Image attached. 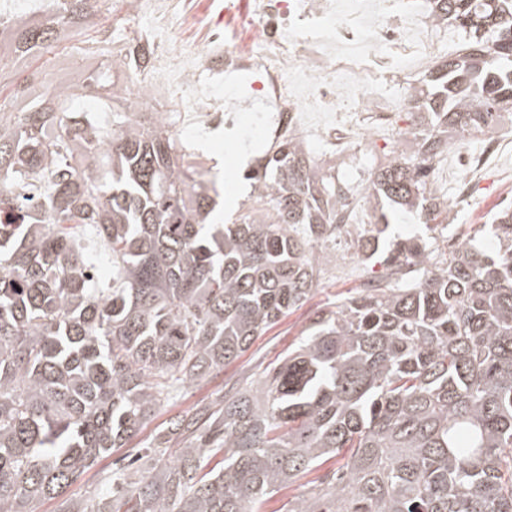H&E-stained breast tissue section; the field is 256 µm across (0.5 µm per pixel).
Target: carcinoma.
<instances>
[{"instance_id":"carcinoma-1","label":"carcinoma","mask_w":512,"mask_h":512,"mask_svg":"<svg viewBox=\"0 0 512 512\" xmlns=\"http://www.w3.org/2000/svg\"><path fill=\"white\" fill-rule=\"evenodd\" d=\"M466 60L429 73L415 143L369 172L381 235L403 217L451 225L433 177L447 146L512 110V0H434ZM10 33L17 60L57 28L83 35L96 0ZM148 55L119 66L134 73ZM261 206L209 224L220 189L178 153L171 126L129 111L101 125L63 86L21 109L0 95V512H512V209L429 263V240H391L395 278L313 313L299 345L224 408L172 419L183 438L142 448L152 467L67 496L156 409L224 369L310 299L319 245L356 189L278 143L245 174ZM110 250L112 282L94 275ZM215 465H210L214 458ZM334 458L344 463L325 464Z\"/></svg>"}]
</instances>
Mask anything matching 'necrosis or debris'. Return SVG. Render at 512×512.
Listing matches in <instances>:
<instances>
[{
	"label": "necrosis or debris",
	"mask_w": 512,
	"mask_h": 512,
	"mask_svg": "<svg viewBox=\"0 0 512 512\" xmlns=\"http://www.w3.org/2000/svg\"><path fill=\"white\" fill-rule=\"evenodd\" d=\"M447 29L432 0H238L224 13V49L194 47L156 66L183 69L201 125L217 105L208 67L220 62L228 78L263 72L274 136L301 135L312 119L322 141L374 142L419 101L434 38ZM390 85L402 90L392 105L383 97Z\"/></svg>",
	"instance_id": "necrosis-or-debris-1"
}]
</instances>
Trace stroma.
I'll return each instance as SVG.
<instances>
[{"label": "stroma", "instance_id": "35a3bbf8", "mask_svg": "<svg viewBox=\"0 0 512 512\" xmlns=\"http://www.w3.org/2000/svg\"><path fill=\"white\" fill-rule=\"evenodd\" d=\"M200 0H175V8L169 17L151 24L137 18L116 14L86 25V40L82 50H74L71 43H61L53 52L29 61L36 70L42 85H63L84 93L85 110L98 113L101 120H108L111 113L125 111L128 93L142 94L155 106L180 114L190 104L189 92L176 78L156 70L136 75L119 67L118 62L135 44L150 47L153 56L176 54L180 40L189 38L207 45L211 32H223V25H215L206 31L190 24V17L197 11ZM105 74L108 86H93L90 76ZM258 74L249 73L225 80L224 106L236 111H254L272 116L274 105L256 89ZM178 138L195 154L197 161L211 168L224 183L223 205L225 216L234 215L238 206L247 200L252 188L242 180L244 171L252 168L253 158L264 153L268 141L242 131L217 126L202 133L192 129L178 131ZM404 140H392L384 136L377 143L351 142L336 147L320 146L316 158L325 170L338 173L354 186H362L370 165L387 163L393 149H405ZM496 162H489L486 180L475 187L470 196L460 199L454 196L452 187L439 185L440 193L447 195L448 204L455 217V238H463L478 225L489 223L493 204L492 197L499 192L496 180ZM348 262L358 276L376 280L384 273L378 259H364L356 246L339 239L328 243L324 251L325 273L321 277L310 300L300 309L282 318L275 326L260 336L239 359L226 364L207 380L191 385L175 403L159 407L148 425L131 439L125 447L113 450L84 478L72 485L69 496L82 499L100 489L104 478L112 470L116 460L135 453L161 432L169 420L179 413L192 409L199 403H219L225 392L244 386L247 378L259 374L266 366L280 361L293 348L300 334L309 323L312 313L319 308L333 307L336 302L356 288L347 277L336 275L334 269L341 262Z\"/></svg>", "mask_w": 512, "mask_h": 512}]
</instances>
